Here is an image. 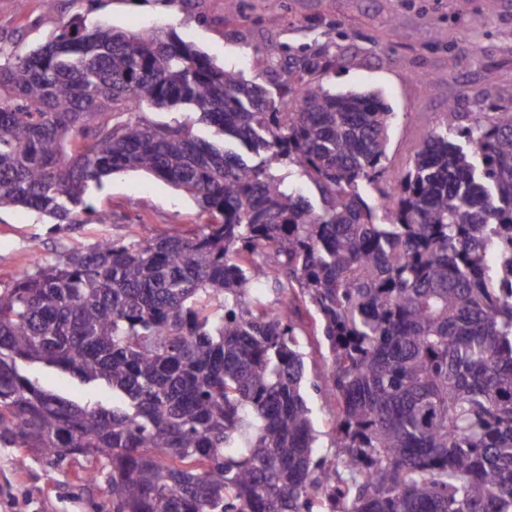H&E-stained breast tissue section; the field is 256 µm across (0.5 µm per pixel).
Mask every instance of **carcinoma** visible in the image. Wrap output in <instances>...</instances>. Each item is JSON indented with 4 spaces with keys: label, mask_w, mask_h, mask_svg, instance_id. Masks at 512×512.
Returning <instances> with one entry per match:
<instances>
[{
    "label": "carcinoma",
    "mask_w": 512,
    "mask_h": 512,
    "mask_svg": "<svg viewBox=\"0 0 512 512\" xmlns=\"http://www.w3.org/2000/svg\"><path fill=\"white\" fill-rule=\"evenodd\" d=\"M7 58L0 209L81 224L93 188L142 171L207 221L37 258L0 289L1 446L82 458L112 512H512V110L430 128L393 187L396 113L373 93L302 76L275 98L174 31L83 18ZM262 279L278 307L249 295ZM293 299L332 358L313 384L336 399L331 455ZM20 361L119 403L64 397Z\"/></svg>",
    "instance_id": "obj_1"
}]
</instances>
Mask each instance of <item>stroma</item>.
<instances>
[{"instance_id":"obj_1","label":"stroma","mask_w":512,"mask_h":512,"mask_svg":"<svg viewBox=\"0 0 512 512\" xmlns=\"http://www.w3.org/2000/svg\"><path fill=\"white\" fill-rule=\"evenodd\" d=\"M485 0H0V47L28 52L76 18L149 33L162 26L190 40L219 64L236 66L269 90L296 84L315 67L340 90L378 93L397 114L385 177L396 182L411 166L426 132L488 106L512 108V0H497L483 22ZM95 210L111 221L51 224L23 208L0 211V284L11 283L34 257L54 259L76 244L104 239L145 241L163 228L197 230L205 221L185 192L130 171L93 190ZM304 334V394L320 453L336 437V401L314 382L331 357L312 313L299 308ZM21 371L79 402L111 406L112 393L68 374L21 363ZM67 458L47 465L30 450L0 447V497L13 493L21 512H110L102 484L79 480Z\"/></svg>"}]
</instances>
